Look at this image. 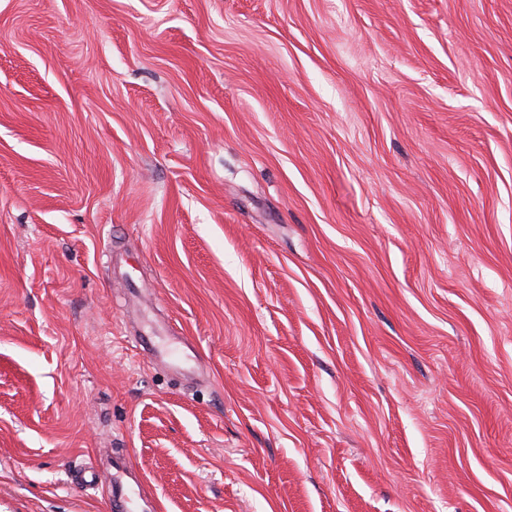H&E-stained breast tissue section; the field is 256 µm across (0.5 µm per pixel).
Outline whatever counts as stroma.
<instances>
[{
  "label": "stroma",
  "mask_w": 512,
  "mask_h": 512,
  "mask_svg": "<svg viewBox=\"0 0 512 512\" xmlns=\"http://www.w3.org/2000/svg\"><path fill=\"white\" fill-rule=\"evenodd\" d=\"M512 512V0H0V512Z\"/></svg>",
  "instance_id": "obj_1"
}]
</instances>
